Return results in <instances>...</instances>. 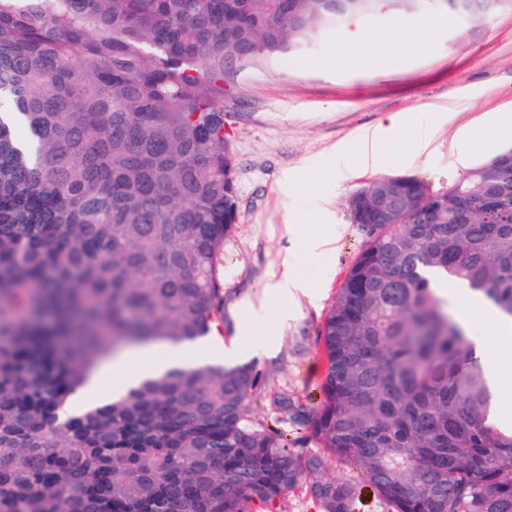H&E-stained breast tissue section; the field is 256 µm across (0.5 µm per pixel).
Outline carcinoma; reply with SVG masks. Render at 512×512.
Here are the masks:
<instances>
[{"label":"carcinoma","mask_w":512,"mask_h":512,"mask_svg":"<svg viewBox=\"0 0 512 512\" xmlns=\"http://www.w3.org/2000/svg\"><path fill=\"white\" fill-rule=\"evenodd\" d=\"M427 3L479 18L512 0ZM344 25L334 0H0V512H255L322 471L256 422L248 363L167 371L59 421L124 347L221 321L237 224L224 63ZM434 193L382 177L351 199L367 239L320 330L323 400L300 425L386 512H512V427L472 338L435 291L512 320V151ZM322 512L358 487L310 484Z\"/></svg>","instance_id":"obj_1"}]
</instances>
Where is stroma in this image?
Here are the masks:
<instances>
[{
  "label": "stroma",
  "mask_w": 512,
  "mask_h": 512,
  "mask_svg": "<svg viewBox=\"0 0 512 512\" xmlns=\"http://www.w3.org/2000/svg\"><path fill=\"white\" fill-rule=\"evenodd\" d=\"M339 37L336 30L311 36L299 51L245 67L227 81L224 124L235 157L238 224L219 258L224 322L197 343L216 365L224 361L225 345L248 334L258 350L250 359L258 376L248 397L251 413L307 454L318 446L306 440L293 409L320 400L325 365L319 331L366 239L365 227L352 221L350 198L380 173L360 166L340 187L318 183L288 198L286 177L309 160L331 162L338 144L353 143L359 131L395 112L415 113L422 126L432 113L448 115L433 133L426 162L392 170L434 192L512 149V135H495L463 168L453 148L488 115L512 113V11L450 17L420 51L385 49L340 71L324 65ZM328 224L338 237L335 255L306 254L296 268L320 288V300L299 297L284 319L275 306L254 318L250 304L281 278L289 247Z\"/></svg>",
  "instance_id": "stroma-1"
}]
</instances>
